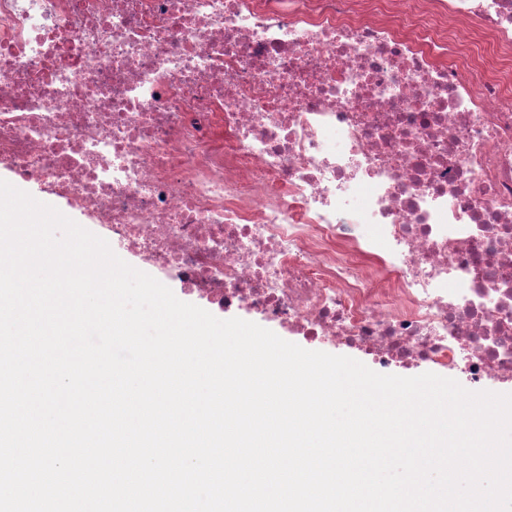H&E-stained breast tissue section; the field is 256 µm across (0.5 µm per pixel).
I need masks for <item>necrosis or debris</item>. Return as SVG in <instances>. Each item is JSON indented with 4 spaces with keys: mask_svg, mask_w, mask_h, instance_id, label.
I'll return each instance as SVG.
<instances>
[{
    "mask_svg": "<svg viewBox=\"0 0 512 512\" xmlns=\"http://www.w3.org/2000/svg\"><path fill=\"white\" fill-rule=\"evenodd\" d=\"M0 164L218 308L512 383V0H0Z\"/></svg>",
    "mask_w": 512,
    "mask_h": 512,
    "instance_id": "necrosis-or-debris-1",
    "label": "necrosis or debris"
}]
</instances>
